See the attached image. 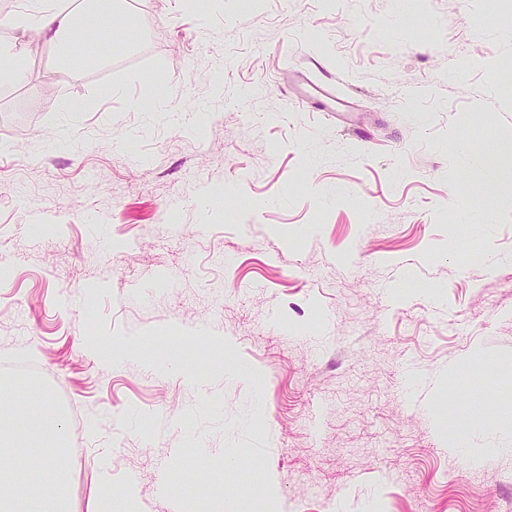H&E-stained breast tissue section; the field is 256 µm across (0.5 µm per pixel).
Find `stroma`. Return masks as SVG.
Returning <instances> with one entry per match:
<instances>
[{"label":"stroma","mask_w":512,"mask_h":512,"mask_svg":"<svg viewBox=\"0 0 512 512\" xmlns=\"http://www.w3.org/2000/svg\"><path fill=\"white\" fill-rule=\"evenodd\" d=\"M121 9L135 41L77 67L30 35L0 78V362L85 417L72 512L105 470L112 512H512V452L448 447L450 396L512 422V194L478 166L512 145V0Z\"/></svg>","instance_id":"1"}]
</instances>
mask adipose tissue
I'll return each mask as SVG.
<instances>
[{
    "instance_id": "adipose-tissue-1",
    "label": "adipose tissue",
    "mask_w": 512,
    "mask_h": 512,
    "mask_svg": "<svg viewBox=\"0 0 512 512\" xmlns=\"http://www.w3.org/2000/svg\"><path fill=\"white\" fill-rule=\"evenodd\" d=\"M82 21V14L48 7L28 28L66 50ZM50 403L33 381L0 379V512H69L65 423Z\"/></svg>"
}]
</instances>
